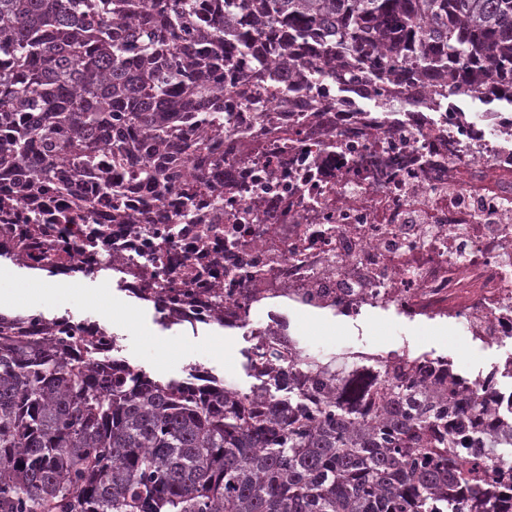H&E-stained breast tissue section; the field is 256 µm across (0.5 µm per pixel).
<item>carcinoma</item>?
Here are the masks:
<instances>
[{"instance_id":"cac0c4a2","label":"carcinoma","mask_w":512,"mask_h":512,"mask_svg":"<svg viewBox=\"0 0 512 512\" xmlns=\"http://www.w3.org/2000/svg\"><path fill=\"white\" fill-rule=\"evenodd\" d=\"M0 0V182L62 197L120 167L150 188L164 159L197 175L224 163V39L414 62L463 89L512 101V0ZM203 135L188 141L176 120ZM0 313V512H512V416L458 403L460 382L426 392L416 369L373 376L308 358L288 403L264 408L224 386L161 381L74 336H13ZM484 448L492 474L467 465Z\"/></svg>"}]
</instances>
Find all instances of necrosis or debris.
<instances>
[{"label":"necrosis or debris","mask_w":512,"mask_h":512,"mask_svg":"<svg viewBox=\"0 0 512 512\" xmlns=\"http://www.w3.org/2000/svg\"><path fill=\"white\" fill-rule=\"evenodd\" d=\"M315 49L301 67L274 48L225 46V68L267 108L226 101L224 166L203 200L182 205L116 171L115 211L91 172L56 202L61 224L12 195L19 219L0 224V249L60 278L106 276L172 323L244 331L278 373L324 355L293 335L300 315L391 312L506 346L512 105L478 110L475 93L451 95L452 78ZM385 97L406 105L385 111Z\"/></svg>","instance_id":"1"}]
</instances>
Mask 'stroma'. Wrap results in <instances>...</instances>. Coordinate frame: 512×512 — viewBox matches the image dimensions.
Returning a JSON list of instances; mask_svg holds the SVG:
<instances>
[{"instance_id": "obj_1", "label": "stroma", "mask_w": 512, "mask_h": 512, "mask_svg": "<svg viewBox=\"0 0 512 512\" xmlns=\"http://www.w3.org/2000/svg\"><path fill=\"white\" fill-rule=\"evenodd\" d=\"M110 293V286L103 281L92 278L74 281L63 295V308L81 318L102 320L106 326L118 331L124 338V357L156 379L180 380L186 377L188 368L198 365L240 389H248L253 384V377L244 367L246 341L240 332L224 331L222 334L229 352L214 357L204 350L203 344L217 333L215 328L202 327L193 333L176 325L156 323L151 310L133 298L125 299L124 304L132 310L134 322L111 319L107 316L111 308ZM295 333L331 346L347 338L380 346H406L416 354H455L459 357V366L473 373L489 370L502 354L497 347L467 346L464 338L448 325L418 326L403 322L392 313L357 322L341 316H302L295 321Z\"/></svg>"}]
</instances>
